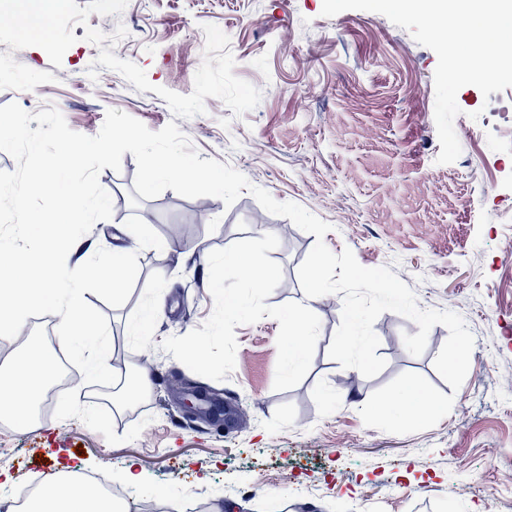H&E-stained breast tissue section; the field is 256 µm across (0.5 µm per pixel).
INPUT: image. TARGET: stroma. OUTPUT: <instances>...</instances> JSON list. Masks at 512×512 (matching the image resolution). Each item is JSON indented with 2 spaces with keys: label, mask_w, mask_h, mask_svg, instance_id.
Masks as SVG:
<instances>
[{
  "label": "stroma",
  "mask_w": 512,
  "mask_h": 512,
  "mask_svg": "<svg viewBox=\"0 0 512 512\" xmlns=\"http://www.w3.org/2000/svg\"><path fill=\"white\" fill-rule=\"evenodd\" d=\"M323 0H128L119 14H91L75 26V43L61 67L43 49L0 53L55 80L31 91L0 90L36 113L57 107L68 126L96 135L110 109L157 131L176 122L201 158L230 164L277 201L293 202L331 224L324 242L333 253L351 249L365 267H389L414 290L423 309L459 313L474 336L467 377L452 390L434 367L447 337L434 326L423 354L411 355L404 334L418 326L394 312L374 323L385 368L368 378L342 368L328 349L340 325L343 299L318 297L320 330L307 376L295 387L273 388L278 321L235 327L236 365L227 380L193 373L160 347L163 340L201 328L213 311L205 289V254L257 238L261 206L249 192L232 205L203 197L210 218L187 221L192 199L166 190L142 198L137 170L125 153L120 170L99 181L113 203L110 219L84 236V249L138 256L139 274L124 305L92 292L113 340L135 359L127 370H149L154 384L143 400L114 411L78 384L58 392L52 414L24 434L0 429V512L46 470L81 466L120 485L129 464L140 483V512H210L216 500L236 512H512V124L498 108L512 104V87L483 96L472 85L457 94L454 129L459 158L441 164L434 119L437 56L384 15L347 10L322 16ZM229 38L234 75L261 92L259 104L233 116L206 98L205 114L174 119L156 87L190 94L205 47L203 25ZM127 35L118 58L145 70L151 90L138 91L121 74L87 71L99 54L86 27ZM479 119H471L473 111ZM143 227L141 238L128 225ZM263 231L277 235L271 258L282 280L271 305L305 302L298 267L315 235L266 214ZM163 247H153V240ZM164 311L149 341L131 336L141 305L154 292ZM405 372L421 374L454 397L434 427L396 435L365 426L360 408L370 395ZM228 401V419L187 416L189 390ZM91 415L69 410L73 396Z\"/></svg>",
  "instance_id": "stroma-1"
}]
</instances>
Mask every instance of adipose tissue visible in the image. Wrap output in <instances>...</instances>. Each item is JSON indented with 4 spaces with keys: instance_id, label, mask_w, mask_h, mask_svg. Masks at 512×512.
<instances>
[{
    "instance_id": "1",
    "label": "adipose tissue",
    "mask_w": 512,
    "mask_h": 512,
    "mask_svg": "<svg viewBox=\"0 0 512 512\" xmlns=\"http://www.w3.org/2000/svg\"><path fill=\"white\" fill-rule=\"evenodd\" d=\"M55 374L52 355L31 351L11 372L12 395L0 401V416L17 424L21 431L35 429L38 422L31 416L32 407ZM24 512H130V504L106 498L99 487L66 468L47 476L39 493L26 497Z\"/></svg>"
}]
</instances>
